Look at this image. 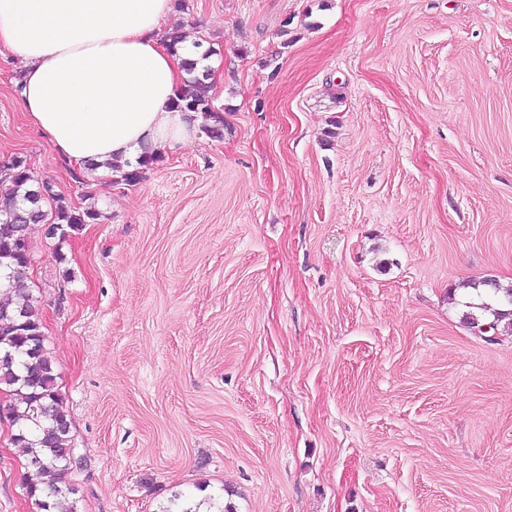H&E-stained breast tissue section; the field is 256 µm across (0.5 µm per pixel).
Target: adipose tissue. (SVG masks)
Masks as SVG:
<instances>
[{
  "instance_id": "adipose-tissue-1",
  "label": "adipose tissue",
  "mask_w": 512,
  "mask_h": 512,
  "mask_svg": "<svg viewBox=\"0 0 512 512\" xmlns=\"http://www.w3.org/2000/svg\"><path fill=\"white\" fill-rule=\"evenodd\" d=\"M172 0H0V49L25 64L23 110L68 163L138 159L193 141L202 117L177 109L191 44L170 53Z\"/></svg>"
}]
</instances>
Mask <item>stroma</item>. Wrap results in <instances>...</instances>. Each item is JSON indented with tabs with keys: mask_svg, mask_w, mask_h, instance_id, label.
<instances>
[{
	"mask_svg": "<svg viewBox=\"0 0 512 512\" xmlns=\"http://www.w3.org/2000/svg\"><path fill=\"white\" fill-rule=\"evenodd\" d=\"M224 137L133 186L68 166L0 53V160L96 220L24 276L84 459L77 512H512V0H174ZM0 392V512H35ZM464 285L465 287L471 288L475 291V296L479 303H475L473 301L463 302V306L467 308L466 311L462 314V322L468 328L477 329L481 325H483L486 320L492 317V320L489 321L492 323L491 330L493 333H499V326L501 321L508 317L509 320L506 324H504L503 329L501 331L512 333V311L510 310L507 313L499 312L496 308L497 306H503L504 302L512 305V288H503L496 280L494 279H471L466 281ZM481 286H490L491 292H483L479 287ZM481 293L485 295L488 299L483 300ZM502 293V297L499 294ZM482 331L487 332L490 329V324H485L481 327ZM506 329V330H505ZM217 500L218 499L210 496L197 501L191 495L175 493L171 500L173 507L165 510V512H201V507L204 505H206L205 510H207L205 512H234L229 506L224 507V504L222 506Z\"/></svg>",
	"mask_w": 512,
	"mask_h": 512,
	"instance_id": "stroma-1",
	"label": "stroma"
}]
</instances>
